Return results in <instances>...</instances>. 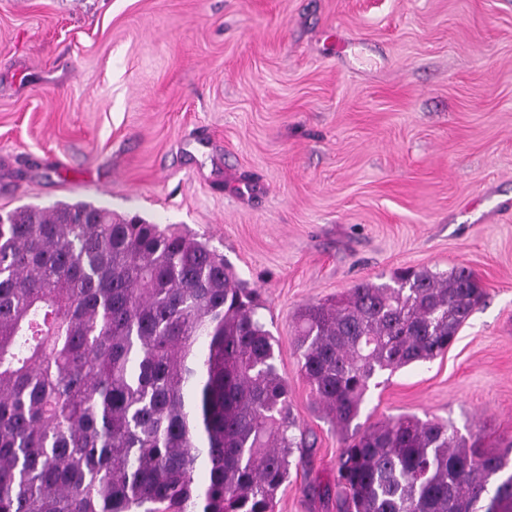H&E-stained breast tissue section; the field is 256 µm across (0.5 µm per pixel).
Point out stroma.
Segmentation results:
<instances>
[{"label":"stroma","mask_w":512,"mask_h":512,"mask_svg":"<svg viewBox=\"0 0 512 512\" xmlns=\"http://www.w3.org/2000/svg\"><path fill=\"white\" fill-rule=\"evenodd\" d=\"M76 201L182 225L257 291L315 443L276 512H338L299 309L401 268L466 267L485 298L359 423L512 442V0H0V215Z\"/></svg>","instance_id":"stroma-1"}]
</instances>
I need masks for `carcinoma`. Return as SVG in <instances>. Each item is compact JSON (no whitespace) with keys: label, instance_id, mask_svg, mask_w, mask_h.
<instances>
[{"label":"carcinoma","instance_id":"1","mask_svg":"<svg viewBox=\"0 0 512 512\" xmlns=\"http://www.w3.org/2000/svg\"><path fill=\"white\" fill-rule=\"evenodd\" d=\"M483 296L465 267L405 268L301 309L296 350L332 422L349 430L376 374L448 350ZM258 308L188 232L88 202L7 213L0 512H275L314 444ZM507 466L400 415L343 438L339 512H512V475L481 504Z\"/></svg>","mask_w":512,"mask_h":512}]
</instances>
